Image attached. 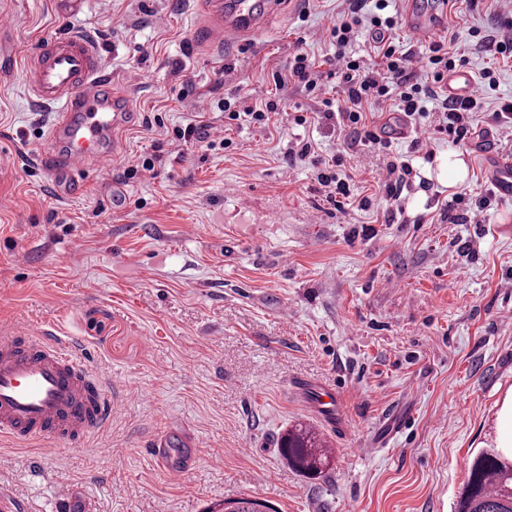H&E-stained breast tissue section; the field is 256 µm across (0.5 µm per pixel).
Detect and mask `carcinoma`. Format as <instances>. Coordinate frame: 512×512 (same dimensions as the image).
Segmentation results:
<instances>
[{
	"instance_id": "1",
	"label": "carcinoma",
	"mask_w": 512,
	"mask_h": 512,
	"mask_svg": "<svg viewBox=\"0 0 512 512\" xmlns=\"http://www.w3.org/2000/svg\"><path fill=\"white\" fill-rule=\"evenodd\" d=\"M280 454L288 466L308 476H320L330 464L322 434L297 424L280 438ZM208 512H276L257 497L226 498ZM455 512H512V449L483 448L470 460L468 478Z\"/></svg>"
}]
</instances>
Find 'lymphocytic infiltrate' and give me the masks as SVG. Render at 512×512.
Masks as SVG:
<instances>
[{
	"label": "lymphocytic infiltrate",
	"mask_w": 512,
	"mask_h": 512,
	"mask_svg": "<svg viewBox=\"0 0 512 512\" xmlns=\"http://www.w3.org/2000/svg\"><path fill=\"white\" fill-rule=\"evenodd\" d=\"M344 3L342 12L326 25L325 33L334 48L336 76L348 105L337 111L325 110L323 117L349 128L347 149L359 154L385 149V141L366 125L365 107L387 100L396 101L418 130L414 149H422L425 137L436 134L447 137L454 147L468 146L476 133L474 116L484 110L486 92L496 85L493 71L483 72L471 97H449L444 77L462 60L450 53L445 43L422 44L415 50L403 48L395 40L398 12L393 0ZM362 29L370 32L376 44L375 62L366 61L352 50Z\"/></svg>",
	"instance_id": "1"
}]
</instances>
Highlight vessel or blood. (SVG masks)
<instances>
[{"label":"vessel or blood","instance_id":"obj_1","mask_svg":"<svg viewBox=\"0 0 512 512\" xmlns=\"http://www.w3.org/2000/svg\"><path fill=\"white\" fill-rule=\"evenodd\" d=\"M406 30L420 40L441 27L444 10L424 0H401ZM279 7L277 0H197L203 18L198 33L206 45L247 42ZM27 86L38 101L58 112L39 154L54 190L79 195L85 174L111 164L122 133L131 126L132 100L103 68L102 47L93 37L67 33L25 47L21 56ZM466 70L449 72L450 96H470ZM490 180L499 195L512 198V163L490 153ZM301 404L335 424L341 397L335 388L298 381ZM112 394L88 371L74 342L55 328L14 326L0 330V435L18 443L58 440L82 447L92 432L112 419Z\"/></svg>","mask_w":512,"mask_h":512}]
</instances>
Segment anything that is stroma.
Returning <instances> with one entry per match:
<instances>
[{
	"label": "stroma",
	"mask_w": 512,
	"mask_h": 512,
	"mask_svg": "<svg viewBox=\"0 0 512 512\" xmlns=\"http://www.w3.org/2000/svg\"><path fill=\"white\" fill-rule=\"evenodd\" d=\"M445 7L438 39L473 76L497 78L480 130L512 97V58L471 32L503 39L512 0ZM342 8L285 0L250 42L218 53L195 37L196 0H0V327L53 326L107 386L137 390L81 448L46 456L41 443L0 437V492L27 512H52L63 491L71 512H206L243 495L277 512H454L474 453L512 437V200L493 199L483 223H448L446 203L489 186L484 143L463 152L468 178L450 188L411 138L394 137L411 187L386 223L382 161L345 154L342 127L320 117L324 100L341 98L322 27ZM76 30L97 35L137 120L111 167L67 199L37 158L52 115L31 107L18 51ZM299 51L316 93L274 82ZM233 97L285 110L261 127L211 130L227 149L169 144L191 113ZM296 111L310 125L295 126ZM157 113L164 127L148 128ZM306 142L319 158L342 156L343 207L311 161L289 164ZM146 157L154 171L128 177ZM115 182L126 191L118 208ZM299 379L344 393L347 440L298 403ZM298 422L324 432L323 478L280 454ZM182 431L194 460L175 478L148 443Z\"/></svg>",
	"instance_id": "stroma-1"
}]
</instances>
